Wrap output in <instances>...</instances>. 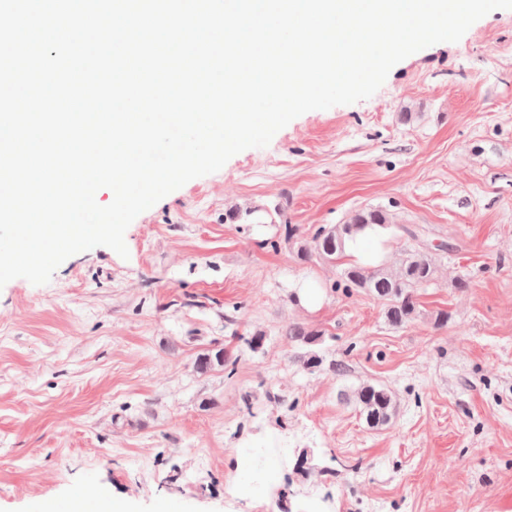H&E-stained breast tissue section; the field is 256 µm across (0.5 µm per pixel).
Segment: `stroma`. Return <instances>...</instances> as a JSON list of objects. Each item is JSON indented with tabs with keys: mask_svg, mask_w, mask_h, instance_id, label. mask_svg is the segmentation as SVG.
<instances>
[{
	"mask_svg": "<svg viewBox=\"0 0 512 512\" xmlns=\"http://www.w3.org/2000/svg\"><path fill=\"white\" fill-rule=\"evenodd\" d=\"M362 208L393 218L368 251L405 246V225L454 247L406 325L298 253ZM125 242L0 287V512L79 489L130 512H512V10L189 181ZM305 286L316 303L294 301ZM293 323L348 374L294 363ZM221 348L235 360L198 372ZM363 382L395 396L382 428L347 398ZM304 448L332 475L297 477ZM284 336L290 343L311 347L322 343L324 332L296 323L288 325V328L284 331Z\"/></svg>",
	"mask_w": 512,
	"mask_h": 512,
	"instance_id": "1",
	"label": "stroma"
}]
</instances>
